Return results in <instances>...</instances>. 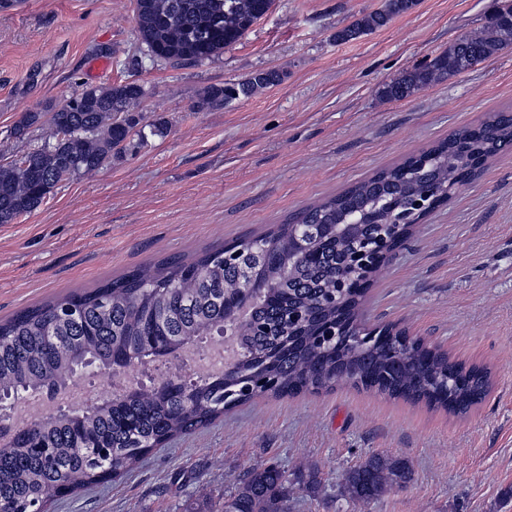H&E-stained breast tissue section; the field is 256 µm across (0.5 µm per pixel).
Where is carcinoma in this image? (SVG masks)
<instances>
[{
  "label": "carcinoma",
  "mask_w": 512,
  "mask_h": 512,
  "mask_svg": "<svg viewBox=\"0 0 512 512\" xmlns=\"http://www.w3.org/2000/svg\"><path fill=\"white\" fill-rule=\"evenodd\" d=\"M418 0H383L336 31L348 42L408 13ZM275 0H135L136 33L145 55L173 64H202L224 54L267 15ZM512 44V23L491 24L457 39L422 70L385 84L381 97L401 100L447 76L495 56ZM275 70L208 87L197 107H222L281 80ZM144 86L125 82L72 93L50 110L52 138L27 154L28 165H0V224L37 209L63 180L98 170L145 141L162 135V123L143 124ZM512 142V113L498 111L426 150L433 162L416 177L412 156L293 214L264 232L266 252L256 268L259 294L252 320L237 330L238 370L224 379L192 383L187 401L179 382L109 397L75 415L42 417L13 433L0 450V505L31 512L48 502L124 477L156 448L204 426L224 412L264 394L295 396L339 381L392 398L424 402L466 414L491 387L488 371L451 359L403 332L366 339L362 312L366 289L336 295V285L359 278L351 253L373 251L387 235L376 220L392 202L410 211L443 202L442 187L466 185L484 163ZM362 220L358 237L326 235L311 260L288 257L290 227ZM252 238L205 250L186 259L165 258L96 288L26 308L0 322V397L47 391L97 363L128 365L152 355H175L212 332L224 335V319L245 300L238 294L241 253ZM410 466L371 454L348 470L343 493L366 505L411 480ZM288 479L274 463L252 468L224 512H290Z\"/></svg>",
  "instance_id": "carcinoma-1"
}]
</instances>
